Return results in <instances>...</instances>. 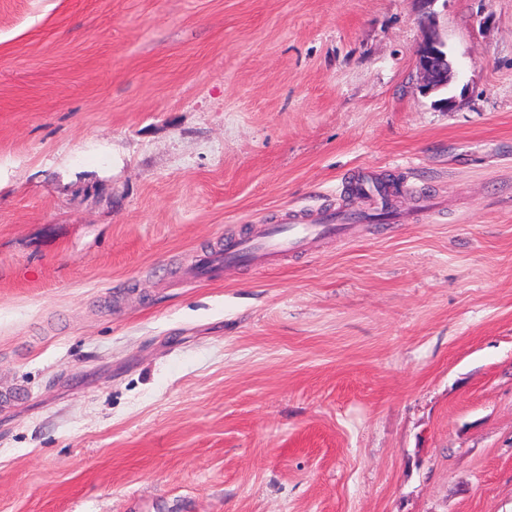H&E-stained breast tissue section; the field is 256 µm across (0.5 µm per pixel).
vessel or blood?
Masks as SVG:
<instances>
[{
	"label": "vessel or blood",
	"mask_w": 512,
	"mask_h": 512,
	"mask_svg": "<svg viewBox=\"0 0 512 512\" xmlns=\"http://www.w3.org/2000/svg\"><path fill=\"white\" fill-rule=\"evenodd\" d=\"M334 227L320 219H291L287 223L266 226L251 239L237 240L200 256L189 271L191 279L220 277L238 261L262 267L286 253L316 246Z\"/></svg>",
	"instance_id": "obj_1"
}]
</instances>
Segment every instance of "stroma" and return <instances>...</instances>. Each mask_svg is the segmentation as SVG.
<instances>
[{
    "instance_id": "obj_1",
    "label": "stroma",
    "mask_w": 512,
    "mask_h": 512,
    "mask_svg": "<svg viewBox=\"0 0 512 512\" xmlns=\"http://www.w3.org/2000/svg\"><path fill=\"white\" fill-rule=\"evenodd\" d=\"M0 512H512V0H0ZM435 26L433 17L427 18V32L415 51L416 64L423 80L422 92L430 94L447 87L453 78V66L445 45L438 40L431 27ZM327 221V220H326ZM319 219H291L285 224L268 225L251 239L236 240L227 247H219L200 256L189 271V279L220 277L225 268L245 263L266 266L288 252L310 249L322 236L340 229L343 224H328Z\"/></svg>"
}]
</instances>
